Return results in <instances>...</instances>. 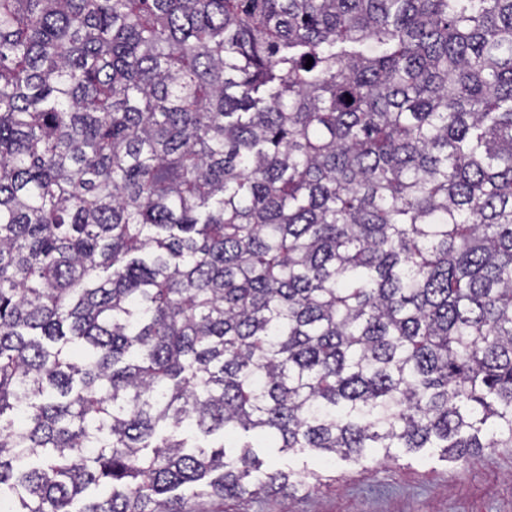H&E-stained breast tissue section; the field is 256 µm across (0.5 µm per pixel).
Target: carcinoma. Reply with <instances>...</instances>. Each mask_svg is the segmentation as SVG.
I'll use <instances>...</instances> for the list:
<instances>
[{"label": "carcinoma", "mask_w": 512, "mask_h": 512, "mask_svg": "<svg viewBox=\"0 0 512 512\" xmlns=\"http://www.w3.org/2000/svg\"><path fill=\"white\" fill-rule=\"evenodd\" d=\"M241 431L512 448V0H0V512L329 481Z\"/></svg>", "instance_id": "obj_1"}]
</instances>
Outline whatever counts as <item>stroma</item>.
Wrapping results in <instances>:
<instances>
[{
	"mask_svg": "<svg viewBox=\"0 0 512 512\" xmlns=\"http://www.w3.org/2000/svg\"><path fill=\"white\" fill-rule=\"evenodd\" d=\"M254 453L267 467L324 468L333 480L315 491L228 500L225 512H512V448H486L466 462L439 448H394L385 457H339L327 465L310 450L260 444Z\"/></svg>",
	"mask_w": 512,
	"mask_h": 512,
	"instance_id": "1",
	"label": "stroma"
}]
</instances>
